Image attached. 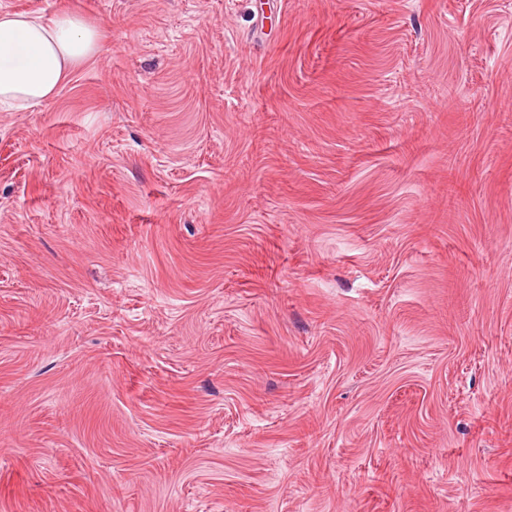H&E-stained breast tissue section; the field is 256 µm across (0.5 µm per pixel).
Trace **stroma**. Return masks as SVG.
<instances>
[{
  "label": "stroma",
  "mask_w": 512,
  "mask_h": 512,
  "mask_svg": "<svg viewBox=\"0 0 512 512\" xmlns=\"http://www.w3.org/2000/svg\"><path fill=\"white\" fill-rule=\"evenodd\" d=\"M3 9L0 512H512V0ZM102 43L101 28L73 10L51 17L0 11V112L30 109L50 98L69 70Z\"/></svg>",
  "instance_id": "1"
}]
</instances>
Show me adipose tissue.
I'll return each mask as SVG.
<instances>
[{"label":"adipose tissue","instance_id":"ef3b65f1","mask_svg":"<svg viewBox=\"0 0 512 512\" xmlns=\"http://www.w3.org/2000/svg\"><path fill=\"white\" fill-rule=\"evenodd\" d=\"M102 43L101 28L69 9L50 17L0 11V112L30 109L50 98L69 70Z\"/></svg>","mask_w":512,"mask_h":512}]
</instances>
